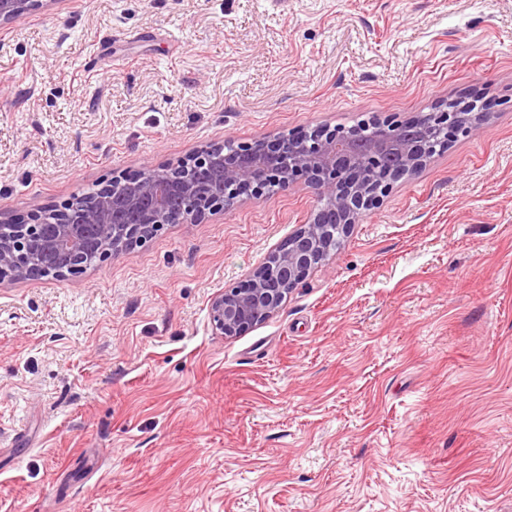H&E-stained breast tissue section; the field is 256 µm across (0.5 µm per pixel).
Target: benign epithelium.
Instances as JSON below:
<instances>
[{
    "label": "benign epithelium",
    "mask_w": 512,
    "mask_h": 512,
    "mask_svg": "<svg viewBox=\"0 0 512 512\" xmlns=\"http://www.w3.org/2000/svg\"><path fill=\"white\" fill-rule=\"evenodd\" d=\"M30 0H0V26L23 20ZM417 119L373 123L370 140L359 127H320L286 139L224 143L202 149L181 165L185 181H172L166 166L112 179L88 203H71L67 221L0 224V284L44 276L54 259L55 277L77 278L92 265L144 245L166 224H196L246 196L278 182L284 188L315 187L322 197L308 221L288 235L246 279L217 294L211 321L225 336H238L276 313L330 248L359 223L379 197L430 158L429 143L474 136L486 113L467 105ZM386 172L375 182L371 172Z\"/></svg>",
    "instance_id": "obj_1"
}]
</instances>
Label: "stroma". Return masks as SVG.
I'll list each match as a JSON object with an SVG mask.
<instances>
[{
  "label": "stroma",
  "instance_id": "obj_1",
  "mask_svg": "<svg viewBox=\"0 0 512 512\" xmlns=\"http://www.w3.org/2000/svg\"><path fill=\"white\" fill-rule=\"evenodd\" d=\"M482 93L272 316L212 298L297 185L0 284V512H512V0H44L0 29V219L112 177Z\"/></svg>",
  "mask_w": 512,
  "mask_h": 512
}]
</instances>
